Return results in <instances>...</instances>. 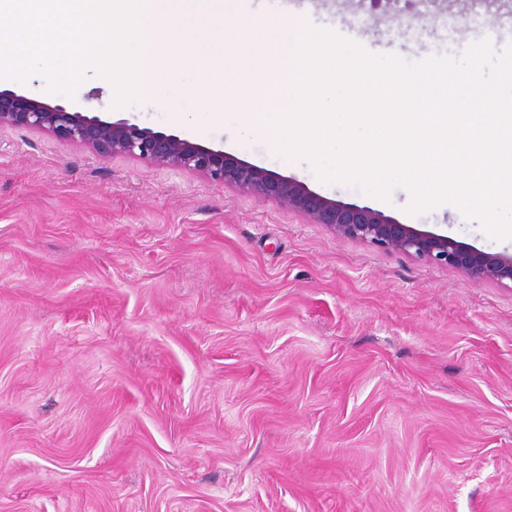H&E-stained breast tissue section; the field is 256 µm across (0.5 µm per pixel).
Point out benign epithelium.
Listing matches in <instances>:
<instances>
[{"label":"benign epithelium","mask_w":512,"mask_h":512,"mask_svg":"<svg viewBox=\"0 0 512 512\" xmlns=\"http://www.w3.org/2000/svg\"><path fill=\"white\" fill-rule=\"evenodd\" d=\"M5 126L46 130L103 154L138 156L160 167L200 172L214 181L271 199L312 224L327 226L338 238L455 269L474 280L501 285L512 282V252H486L447 235L401 224L366 206L338 204L294 178L174 134L126 121H105L24 94L0 91V127Z\"/></svg>","instance_id":"obj_1"}]
</instances>
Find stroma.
I'll return each mask as SVG.
<instances>
[{
	"instance_id": "1",
	"label": "stroma",
	"mask_w": 512,
	"mask_h": 512,
	"mask_svg": "<svg viewBox=\"0 0 512 512\" xmlns=\"http://www.w3.org/2000/svg\"><path fill=\"white\" fill-rule=\"evenodd\" d=\"M497 0H238L372 54L512 43ZM174 103L119 106L88 70L1 90L221 150L341 204L488 252L455 205L410 214ZM0 512H512V288L341 239L179 168L0 128Z\"/></svg>"
}]
</instances>
